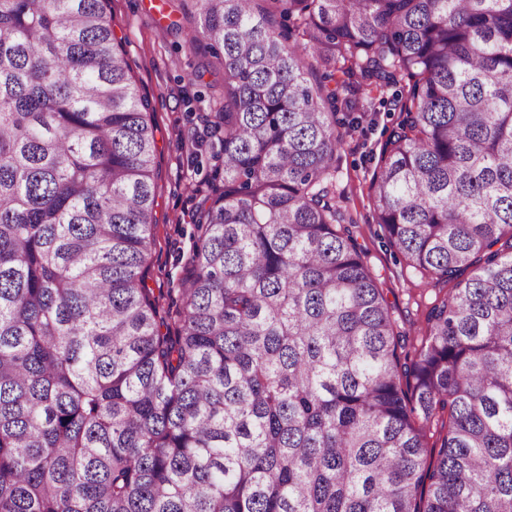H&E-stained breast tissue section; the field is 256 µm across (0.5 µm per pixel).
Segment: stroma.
<instances>
[{
  "label": "stroma",
  "instance_id": "1",
  "mask_svg": "<svg viewBox=\"0 0 512 512\" xmlns=\"http://www.w3.org/2000/svg\"><path fill=\"white\" fill-rule=\"evenodd\" d=\"M116 37L121 38L138 87L151 102L159 170L155 206L156 245L149 260L148 285L165 301H178L185 261L193 247L199 191L224 169L221 111L223 70L204 45L190 46L193 26L180 0H110ZM179 29H172V22ZM394 87L366 94L358 127L343 131L336 162V206L364 249L368 266L380 277L392 318L410 343H418L425 314L440 288L406 265L382 236L369 199L385 129L393 115Z\"/></svg>",
  "mask_w": 512,
  "mask_h": 512
}]
</instances>
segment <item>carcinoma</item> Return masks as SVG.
I'll return each mask as SVG.
<instances>
[{
  "mask_svg": "<svg viewBox=\"0 0 512 512\" xmlns=\"http://www.w3.org/2000/svg\"><path fill=\"white\" fill-rule=\"evenodd\" d=\"M189 2L224 175L164 306L108 0H0V512H512V0ZM397 84L372 205L452 284L411 352L333 191L342 90Z\"/></svg>",
  "mask_w": 512,
  "mask_h": 512,
  "instance_id": "carcinoma-1",
  "label": "carcinoma"
}]
</instances>
